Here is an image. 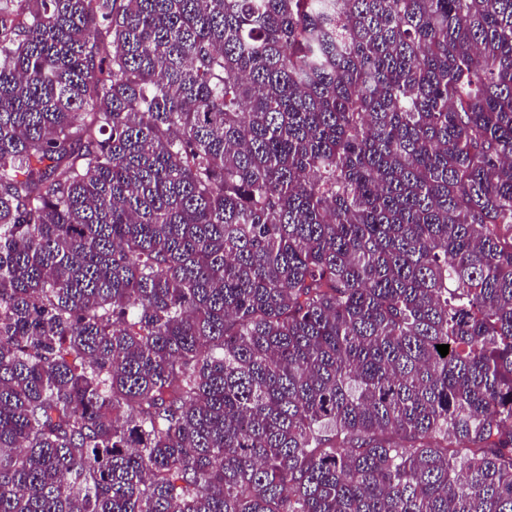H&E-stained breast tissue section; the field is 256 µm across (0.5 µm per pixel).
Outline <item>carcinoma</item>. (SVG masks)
Returning a JSON list of instances; mask_svg holds the SVG:
<instances>
[{"instance_id": "1", "label": "carcinoma", "mask_w": 512, "mask_h": 512, "mask_svg": "<svg viewBox=\"0 0 512 512\" xmlns=\"http://www.w3.org/2000/svg\"><path fill=\"white\" fill-rule=\"evenodd\" d=\"M0 512H512V0H0Z\"/></svg>"}]
</instances>
